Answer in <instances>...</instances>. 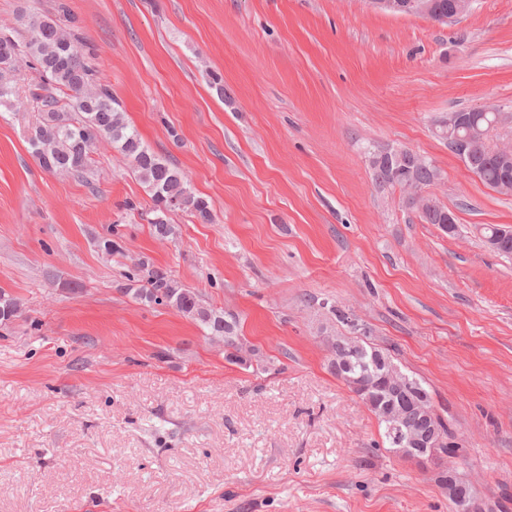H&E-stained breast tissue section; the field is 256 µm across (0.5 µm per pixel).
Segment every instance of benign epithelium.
Listing matches in <instances>:
<instances>
[{
    "label": "benign epithelium",
    "instance_id": "7a95c632",
    "mask_svg": "<svg viewBox=\"0 0 512 512\" xmlns=\"http://www.w3.org/2000/svg\"><path fill=\"white\" fill-rule=\"evenodd\" d=\"M367 8L394 15L417 14L428 18L435 25L453 22L469 12L472 0H451L448 14L433 10L431 0H364ZM482 116H490L486 130L468 128L469 115L461 112L448 114V149L462 162L471 159L473 152L482 148L498 160H512V145L493 147L489 136L503 120L504 115L494 107L479 109ZM426 165L425 158L409 149H394L385 152L374 161L377 168L392 170L399 177L402 187L409 192V200L422 212L432 211L439 202L425 192V187L415 171ZM360 351V344L330 345V368L336 372L345 370L350 360ZM381 372L371 375L360 384V397L371 402L380 392L393 394V401L383 410V417L402 453L419 462H433L439 458L441 435L436 427L437 410L426 398H413L404 392L402 374L389 360L380 362ZM440 480L448 489V498L453 504L466 502L460 489L467 483L451 467L440 471Z\"/></svg>",
    "mask_w": 512,
    "mask_h": 512
}]
</instances>
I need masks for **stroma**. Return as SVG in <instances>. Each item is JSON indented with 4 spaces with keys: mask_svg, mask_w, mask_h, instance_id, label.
<instances>
[{
    "mask_svg": "<svg viewBox=\"0 0 512 512\" xmlns=\"http://www.w3.org/2000/svg\"><path fill=\"white\" fill-rule=\"evenodd\" d=\"M0 0L61 15L144 144L214 221L153 203L107 143L91 180L43 171L20 70L0 117V512H456L332 373L358 326L429 392L490 512H512V196L448 149L449 113L512 114V0L457 22L363 0ZM408 148L456 218L427 224L374 155ZM112 240L116 253L99 248ZM145 259L235 321L244 363L128 294ZM341 308L350 325L332 313Z\"/></svg>",
    "mask_w": 512,
    "mask_h": 512,
    "instance_id": "obj_1",
    "label": "stroma"
}]
</instances>
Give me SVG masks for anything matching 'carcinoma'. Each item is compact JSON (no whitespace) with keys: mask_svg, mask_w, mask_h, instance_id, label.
Listing matches in <instances>:
<instances>
[{"mask_svg":"<svg viewBox=\"0 0 512 512\" xmlns=\"http://www.w3.org/2000/svg\"><path fill=\"white\" fill-rule=\"evenodd\" d=\"M39 20V16L32 17L22 34L0 33V45H6L14 58L24 59L35 73L31 101L40 118L29 130L28 143L39 166L47 172L86 175L92 171L95 142L102 138L129 161L132 172L149 192L155 236L168 239L175 234L174 226L167 221L170 212H186L202 224L212 222L207 200L191 190L177 167L145 147L137 131L125 122L123 113L115 107L112 92L97 80L95 70L79 51L76 34L56 19L46 18L70 39L75 53V63L70 64L57 57L58 44L51 36L35 31L33 23ZM13 69L14 63L0 59V108L12 107L16 94ZM470 169L487 187L512 195V188L501 189L507 183L512 185V161L504 163L479 153ZM138 281L142 282L140 287L126 289L135 300L173 307L194 320L207 334L224 337L229 346L235 344V323L224 319V311L205 305L194 289L165 270L156 268ZM19 309V301L0 290V323L10 321ZM364 348L366 353L350 369L337 374L354 393L356 377L375 364L373 354L390 358V354L367 342ZM440 426L449 438L441 453L447 458L458 457L460 446L454 441L453 431L446 422Z\"/></svg>","mask_w":512,"mask_h":512,"instance_id":"1","label":"carcinoma"}]
</instances>
